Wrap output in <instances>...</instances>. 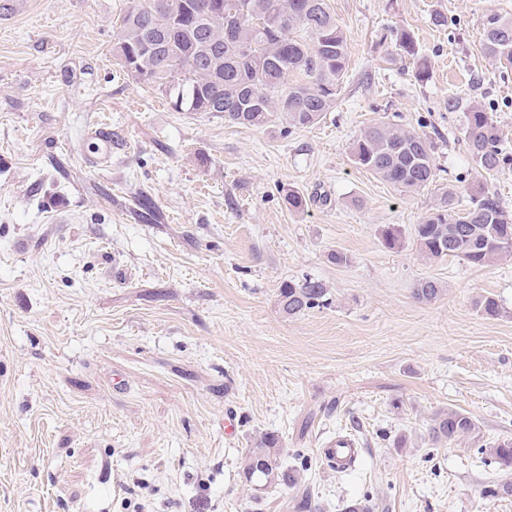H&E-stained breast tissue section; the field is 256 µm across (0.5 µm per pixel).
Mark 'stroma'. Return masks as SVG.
<instances>
[{
    "label": "stroma",
    "instance_id": "obj_1",
    "mask_svg": "<svg viewBox=\"0 0 512 512\" xmlns=\"http://www.w3.org/2000/svg\"><path fill=\"white\" fill-rule=\"evenodd\" d=\"M129 4L0 11V512H512L490 494L511 473L427 433L452 408L484 441L512 438V258L428 261L413 243L449 189L488 188L512 212V164L477 169L463 134L478 103L512 143V67L482 50L512 0H329L347 73L333 109L290 130L172 111L112 55ZM390 28L411 32L427 81L381 40ZM380 121L430 136L434 183L403 192L353 163ZM101 124L106 165L87 137ZM387 224L400 248L383 244ZM305 276L332 303L288 317L280 288ZM426 277L443 287L429 303L412 292ZM484 294L500 316L475 309ZM265 432L303 468L296 487L246 483ZM340 433L361 448L345 471L322 454Z\"/></svg>",
    "mask_w": 512,
    "mask_h": 512
}]
</instances>
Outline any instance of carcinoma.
<instances>
[{
    "label": "carcinoma",
    "instance_id": "carcinoma-1",
    "mask_svg": "<svg viewBox=\"0 0 512 512\" xmlns=\"http://www.w3.org/2000/svg\"><path fill=\"white\" fill-rule=\"evenodd\" d=\"M230 26H225V20ZM393 42L401 59L418 57L405 29L381 39ZM483 53L512 66V19L489 16ZM112 53L133 79L151 85L176 112L217 113L245 128L280 122L303 128L330 111L341 90L350 54V35L336 20L328 0H144L118 19ZM464 139L474 164L487 173L512 162L490 112L474 106L464 113ZM354 162L412 192L435 180L429 136L384 122L365 128L351 145ZM414 242L428 260L457 258L475 267L512 257V213L495 192L484 189L459 204L451 191L414 226ZM443 288L422 278L416 299L431 302ZM329 286L305 277L280 288L281 311L296 317L330 304ZM483 315L501 313L498 300L482 295L474 302ZM431 439L473 440L477 422L456 409L434 414ZM481 453L512 469V439L483 444ZM279 437L264 433L248 449L243 475L263 485H297L300 471L281 461Z\"/></svg>",
    "mask_w": 512,
    "mask_h": 512
}]
</instances>
